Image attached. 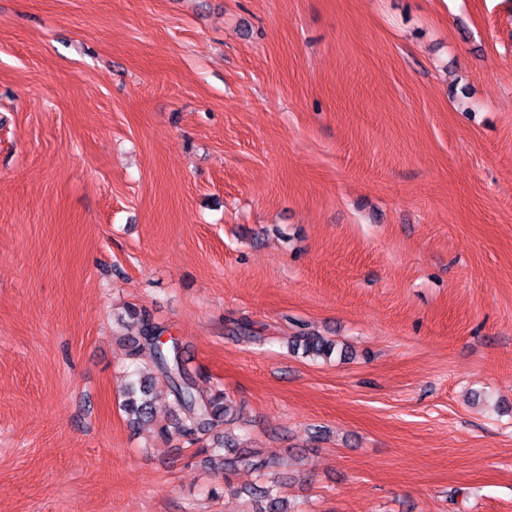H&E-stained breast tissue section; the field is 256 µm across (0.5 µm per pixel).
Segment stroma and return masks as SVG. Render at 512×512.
Wrapping results in <instances>:
<instances>
[{
  "label": "stroma",
  "instance_id": "1",
  "mask_svg": "<svg viewBox=\"0 0 512 512\" xmlns=\"http://www.w3.org/2000/svg\"><path fill=\"white\" fill-rule=\"evenodd\" d=\"M131 304L303 512H512V0H0V512H254ZM123 327L127 355L136 366L124 385L122 407L132 425L154 422L155 402L162 388L169 398V417L157 425V435L166 441L186 438L190 444H200L203 464L224 481L233 471L243 467L260 472L267 462L259 459L252 448L233 447L220 427L236 423L232 401L222 389L202 391L185 365L182 349L173 339L158 340L165 332L151 316L135 305L126 306ZM288 349L296 353L300 349L305 357L327 359L336 350V342L310 333L290 336L287 340Z\"/></svg>",
  "mask_w": 512,
  "mask_h": 512
}]
</instances>
